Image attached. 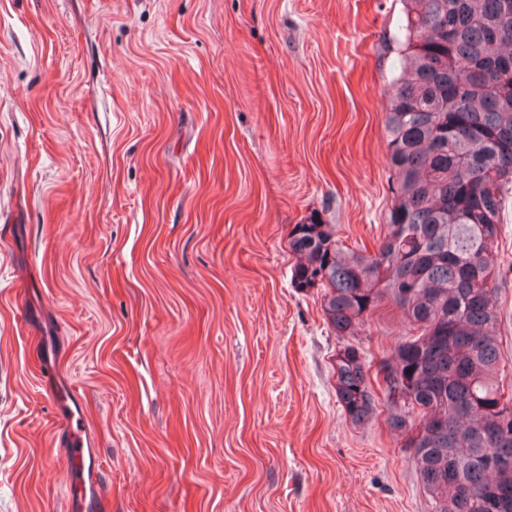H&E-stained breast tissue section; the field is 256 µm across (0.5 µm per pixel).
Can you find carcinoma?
Instances as JSON below:
<instances>
[{"mask_svg": "<svg viewBox=\"0 0 512 512\" xmlns=\"http://www.w3.org/2000/svg\"><path fill=\"white\" fill-rule=\"evenodd\" d=\"M400 74L386 113L395 176L384 233L373 248L346 246L336 225L311 214L293 226L291 281L318 289L340 349L334 370L345 416L361 423L385 407L425 435L413 457L431 512H489L512 490V379L503 363L495 254L512 198V0H405ZM383 303L403 311L413 334L387 363L407 409L375 393L377 377L356 336ZM481 500L465 506L456 486Z\"/></svg>", "mask_w": 512, "mask_h": 512, "instance_id": "cac0c4a2", "label": "carcinoma"}]
</instances>
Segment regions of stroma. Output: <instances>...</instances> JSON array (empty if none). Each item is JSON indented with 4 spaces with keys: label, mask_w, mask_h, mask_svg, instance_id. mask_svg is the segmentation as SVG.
Masks as SVG:
<instances>
[{
    "label": "stroma",
    "mask_w": 512,
    "mask_h": 512,
    "mask_svg": "<svg viewBox=\"0 0 512 512\" xmlns=\"http://www.w3.org/2000/svg\"><path fill=\"white\" fill-rule=\"evenodd\" d=\"M403 0H0V512H67L47 384L104 512H431L291 282L311 212L372 243ZM512 367V207L495 256ZM410 333L382 304L358 341Z\"/></svg>",
    "instance_id": "obj_1"
}]
</instances>
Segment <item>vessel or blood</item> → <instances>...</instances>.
<instances>
[{"label":"vessel or blood","instance_id":"1","mask_svg":"<svg viewBox=\"0 0 512 512\" xmlns=\"http://www.w3.org/2000/svg\"><path fill=\"white\" fill-rule=\"evenodd\" d=\"M60 429L64 436L65 461L76 478V491L72 493V512H91L97 504L104 502L105 492L94 479L89 478L87 462L90 458L89 438L83 422L71 407L61 412Z\"/></svg>","mask_w":512,"mask_h":512}]
</instances>
